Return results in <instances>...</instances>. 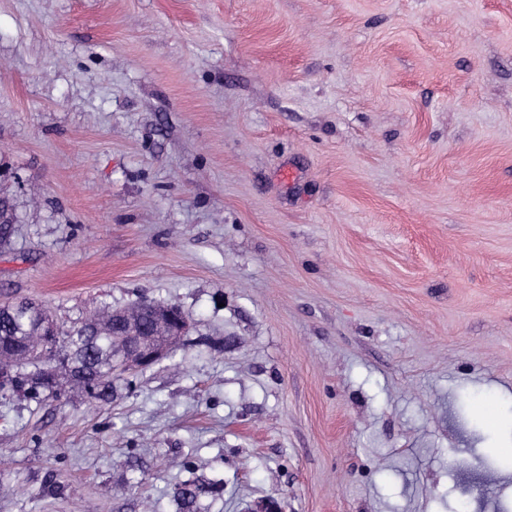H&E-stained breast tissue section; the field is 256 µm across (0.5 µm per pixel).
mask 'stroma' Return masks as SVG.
I'll use <instances>...</instances> for the list:
<instances>
[{
    "mask_svg": "<svg viewBox=\"0 0 512 512\" xmlns=\"http://www.w3.org/2000/svg\"><path fill=\"white\" fill-rule=\"evenodd\" d=\"M1 196L0 304L193 327L0 512H512V0H0ZM218 484L217 481L202 475L184 482L173 492L176 512H200L199 500L201 497L215 492Z\"/></svg>",
    "mask_w": 512,
    "mask_h": 512,
    "instance_id": "obj_1",
    "label": "stroma"
}]
</instances>
